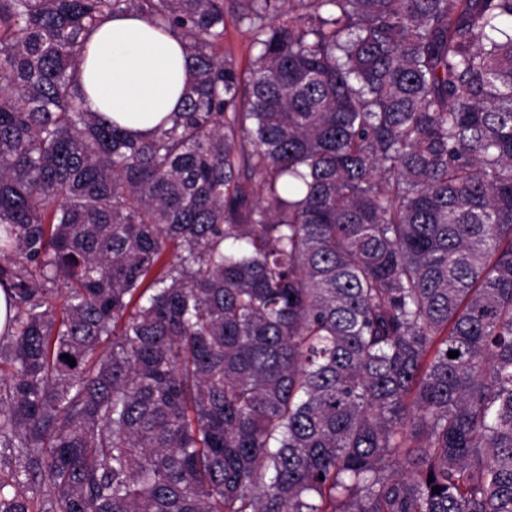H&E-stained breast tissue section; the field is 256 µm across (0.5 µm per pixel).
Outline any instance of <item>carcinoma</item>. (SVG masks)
Listing matches in <instances>:
<instances>
[{"mask_svg":"<svg viewBox=\"0 0 512 512\" xmlns=\"http://www.w3.org/2000/svg\"><path fill=\"white\" fill-rule=\"evenodd\" d=\"M0 286V512H512V0H0ZM78 69L83 108L143 137L180 108L189 74L182 38L137 13L103 22ZM224 51L233 53L240 68L248 70L253 51L249 47L247 37L236 29L234 21L228 16L225 17Z\"/></svg>","mask_w":512,"mask_h":512,"instance_id":"cac0c4a2","label":"carcinoma"}]
</instances>
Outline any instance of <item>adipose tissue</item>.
Returning <instances> with one entry per match:
<instances>
[{
	"label": "adipose tissue",
	"instance_id": "adipose-tissue-1",
	"mask_svg": "<svg viewBox=\"0 0 512 512\" xmlns=\"http://www.w3.org/2000/svg\"><path fill=\"white\" fill-rule=\"evenodd\" d=\"M79 73L86 111L146 137L180 108L189 71L182 38L132 13L92 33Z\"/></svg>",
	"mask_w": 512,
	"mask_h": 512
}]
</instances>
